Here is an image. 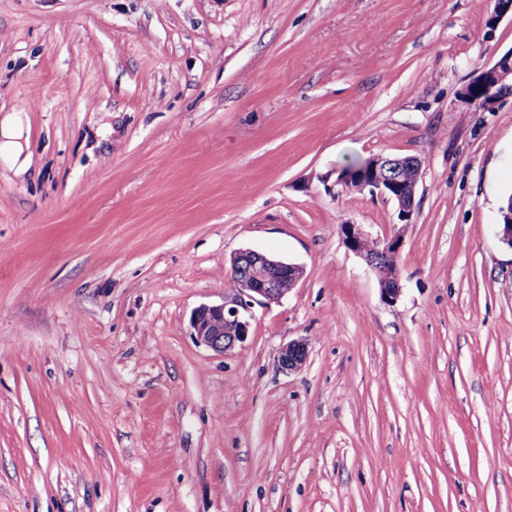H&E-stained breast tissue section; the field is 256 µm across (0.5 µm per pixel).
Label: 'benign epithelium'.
Returning <instances> with one entry per match:
<instances>
[{
	"label": "benign epithelium",
	"mask_w": 512,
	"mask_h": 512,
	"mask_svg": "<svg viewBox=\"0 0 512 512\" xmlns=\"http://www.w3.org/2000/svg\"><path fill=\"white\" fill-rule=\"evenodd\" d=\"M512 70V50L485 67L461 91L466 103L490 109L495 100L512 92L503 82V74ZM422 176V161L416 156L374 155L349 170H341L337 182L360 192L368 191L396 203L401 224L411 223L416 210V195ZM341 232L349 250L365 261L376 277L381 299L394 305L401 296L400 269L383 261L398 255L400 238L380 241L359 224H343ZM376 243V251L368 253L363 244ZM228 274L232 292L218 304H202L191 316V336L199 345L224 353L243 344L250 333L251 309L254 304H271L281 300L297 286L303 268L272 255L252 249L236 253L230 261ZM307 355L303 341H291L281 350L279 367L290 373L298 370Z\"/></svg>",
	"instance_id": "7a95c632"
}]
</instances>
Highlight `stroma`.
Returning a JSON list of instances; mask_svg holds the SVG:
<instances>
[{
	"label": "stroma",
	"mask_w": 512,
	"mask_h": 512,
	"mask_svg": "<svg viewBox=\"0 0 512 512\" xmlns=\"http://www.w3.org/2000/svg\"><path fill=\"white\" fill-rule=\"evenodd\" d=\"M492 9L0 0V512H512V95L458 98ZM376 154L421 158L412 223L325 189ZM346 223L400 237L395 305ZM245 248L303 276L219 354ZM307 355L306 344L303 341H291L281 350L279 367L288 373L298 370Z\"/></svg>",
	"instance_id": "stroma-1"
}]
</instances>
